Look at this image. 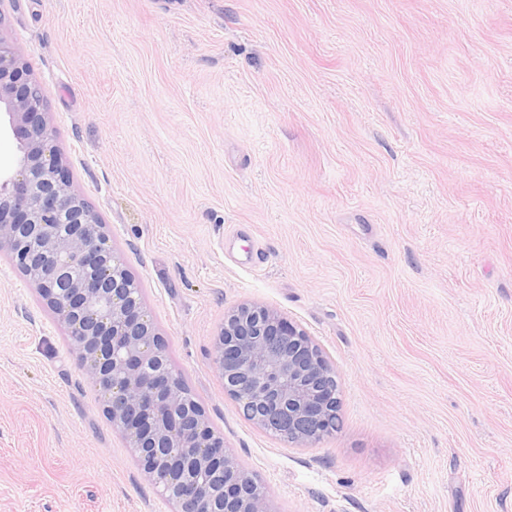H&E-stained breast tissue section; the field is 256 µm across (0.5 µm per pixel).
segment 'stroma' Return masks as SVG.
I'll use <instances>...</instances> for the list:
<instances>
[{
  "label": "stroma",
  "instance_id": "stroma-1",
  "mask_svg": "<svg viewBox=\"0 0 512 512\" xmlns=\"http://www.w3.org/2000/svg\"><path fill=\"white\" fill-rule=\"evenodd\" d=\"M0 31L270 512H512V0H0ZM243 303L322 349L337 431L225 393ZM174 510L0 251V512Z\"/></svg>",
  "mask_w": 512,
  "mask_h": 512
}]
</instances>
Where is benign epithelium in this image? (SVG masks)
Instances as JSON below:
<instances>
[{"label": "benign epithelium", "instance_id": "obj_1", "mask_svg": "<svg viewBox=\"0 0 512 512\" xmlns=\"http://www.w3.org/2000/svg\"><path fill=\"white\" fill-rule=\"evenodd\" d=\"M2 114L16 147L12 174L0 177V251L66 328L107 419L175 512H269L170 366L141 289L53 145L44 86L0 34ZM214 363L225 391L259 428L300 445L332 431L335 373L277 310L245 303L225 315Z\"/></svg>", "mask_w": 512, "mask_h": 512}]
</instances>
